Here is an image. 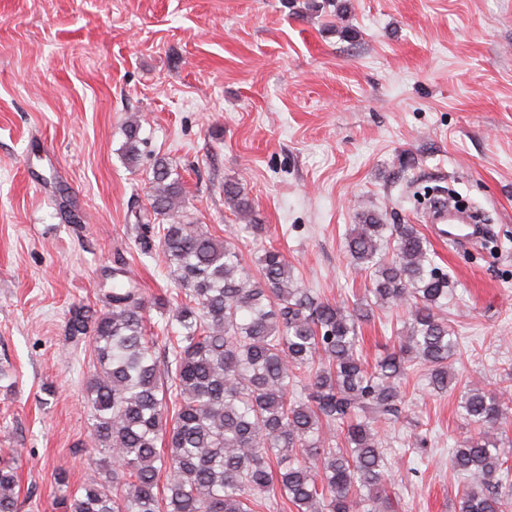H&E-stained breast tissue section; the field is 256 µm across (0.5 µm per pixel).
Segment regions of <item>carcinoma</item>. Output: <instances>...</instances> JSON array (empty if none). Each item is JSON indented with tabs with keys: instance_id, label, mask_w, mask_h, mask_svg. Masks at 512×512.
<instances>
[{
	"instance_id": "cac0c4a2",
	"label": "carcinoma",
	"mask_w": 512,
	"mask_h": 512,
	"mask_svg": "<svg viewBox=\"0 0 512 512\" xmlns=\"http://www.w3.org/2000/svg\"><path fill=\"white\" fill-rule=\"evenodd\" d=\"M141 125L125 128L124 157L140 158ZM152 213L163 223L140 247L162 253L186 301L148 334L149 302L127 269L109 274L99 311H70L68 339L88 347L92 417L89 474L75 490L67 473L58 512H261L280 503L295 512H395L386 492L393 465L375 425L402 413L400 381L417 367L435 390L448 389L457 336L448 323V272L412 224L361 212L346 238L354 268L371 278L377 306L406 308L404 331L373 367L360 354L359 323L369 304L337 305L294 277L285 256L264 248L258 275L236 246L186 212L173 165L155 161ZM224 198L256 234L252 204L239 184ZM462 415L477 436L455 449L451 467L473 477L455 512H512L502 481L512 467L499 453L508 409L502 396L472 388ZM344 440L336 442V430ZM164 443L165 450L158 449ZM0 464V512H18L14 449ZM168 472L159 490L161 472Z\"/></svg>"
}]
</instances>
